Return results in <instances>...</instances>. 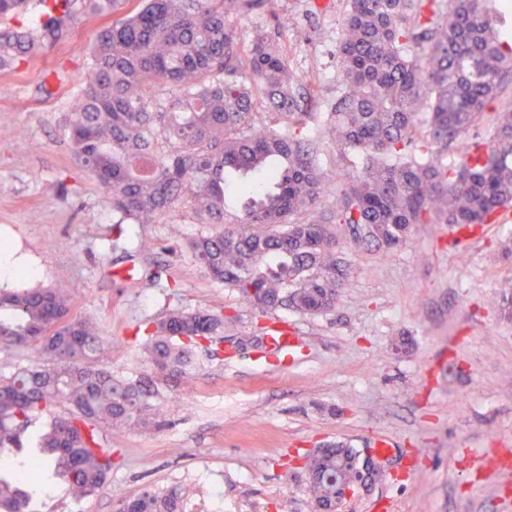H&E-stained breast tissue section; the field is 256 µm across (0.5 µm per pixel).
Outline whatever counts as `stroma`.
<instances>
[{
    "instance_id": "obj_1",
    "label": "stroma",
    "mask_w": 512,
    "mask_h": 512,
    "mask_svg": "<svg viewBox=\"0 0 512 512\" xmlns=\"http://www.w3.org/2000/svg\"><path fill=\"white\" fill-rule=\"evenodd\" d=\"M282 35L310 114L300 131L342 188L328 114L342 81L336 49L345 0H276ZM107 17L20 70H0V245L23 256L30 286L64 288L73 316L94 322L118 378L145 373L143 338L169 311L209 310L224 333L177 388L163 427L115 432L112 472L74 502L51 490L41 512H117L118 498L176 485L185 512H316L302 457L326 443H392L384 475L342 512H512V319L490 300L512 295V213L468 234L416 225L395 249L354 242L342 224L346 274L334 310L259 312L213 281L190 243L208 232L190 201L154 224L119 227L112 194L73 159L63 115L86 49ZM151 251H139L140 240ZM163 267L164 283L133 290L120 270ZM296 331L293 352L266 345Z\"/></svg>"
}]
</instances>
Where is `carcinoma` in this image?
<instances>
[{"label": "carcinoma", "instance_id": "cac0c4a2", "mask_svg": "<svg viewBox=\"0 0 512 512\" xmlns=\"http://www.w3.org/2000/svg\"><path fill=\"white\" fill-rule=\"evenodd\" d=\"M435 2H347L330 129L361 155V168L334 215L320 208L331 187L314 145L291 133L309 113L294 95L284 39L261 34L245 47L235 24L265 7L284 27L274 0H39L31 27L0 32V68L53 48L82 16L112 17L65 115L74 159L132 224H152L189 199L215 225L194 240L195 258L252 306L320 313L336 307L344 281L331 222L393 249L417 224H493L512 205V103L503 100L512 42L497 29L502 15L485 0H448L435 20ZM258 105L274 110L280 128L256 124ZM491 106L492 144L448 168V145ZM421 114L435 152L408 151ZM227 173L263 176L229 222ZM223 333L217 314L168 313L146 345L150 373L132 382L99 358L98 329L71 315L66 291L1 290L0 342L35 356L0 372V451L15 453L0 470V512H35L49 486L75 501L98 493L112 470L106 433L164 421L169 401L155 388L176 386L193 350ZM35 419L45 427L28 436ZM363 460L338 443L323 464L349 480L363 476ZM307 484L317 504L333 506L335 485L317 475ZM118 512H184L182 493L144 489Z\"/></svg>", "mask_w": 512, "mask_h": 512}]
</instances>
